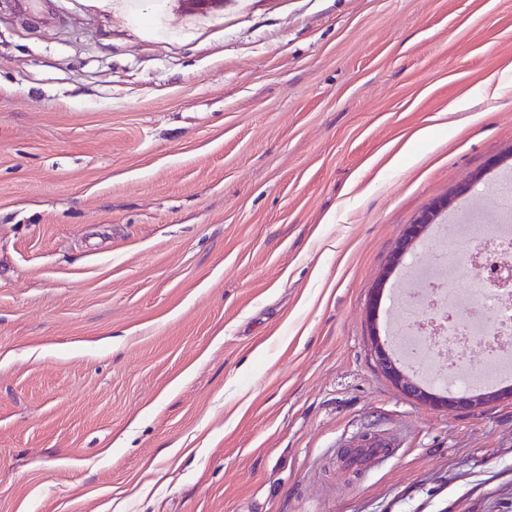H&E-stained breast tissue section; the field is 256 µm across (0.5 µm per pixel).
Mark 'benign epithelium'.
Returning a JSON list of instances; mask_svg holds the SVG:
<instances>
[{
  "label": "benign epithelium",
  "instance_id": "obj_1",
  "mask_svg": "<svg viewBox=\"0 0 512 512\" xmlns=\"http://www.w3.org/2000/svg\"><path fill=\"white\" fill-rule=\"evenodd\" d=\"M470 190L471 184L460 185L449 196L417 215L413 223L406 228L402 236L395 243L386 272L392 273L395 267L415 250L417 243L430 225L434 223L436 217L446 210L448 206L465 201ZM453 321H455V317L447 315L438 320L428 318L420 324V330L426 336H441L444 331V323H451ZM374 355L381 372L392 380L405 394L422 402L444 406L448 404L458 405L475 410L498 399L512 397L511 389L483 393L464 392L457 397L437 394L422 387L417 378L406 374L397 365L392 353L386 348L385 344L375 343Z\"/></svg>",
  "mask_w": 512,
  "mask_h": 512
}]
</instances>
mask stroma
<instances>
[{"label": "stroma", "instance_id": "stroma-1", "mask_svg": "<svg viewBox=\"0 0 512 512\" xmlns=\"http://www.w3.org/2000/svg\"><path fill=\"white\" fill-rule=\"evenodd\" d=\"M116 2L0 7V512H512V399L373 353L407 224L512 175V0ZM471 188L470 183L460 185L449 196L417 215L413 223L406 228L395 243L386 272H392L407 255L415 250L425 231L434 223L436 217L442 211L446 210L451 204L464 202ZM374 355L381 372L392 380L405 394L422 402L444 405L446 407H448V404L458 405L475 410L498 399L512 397L511 388L483 393L463 392L457 397L437 394L422 387L416 377L406 374L397 365L390 350L386 348L385 344L379 343L378 339L375 340ZM355 450L369 467H378L395 456L391 444L385 440H374Z\"/></svg>", "mask_w": 512, "mask_h": 512}]
</instances>
